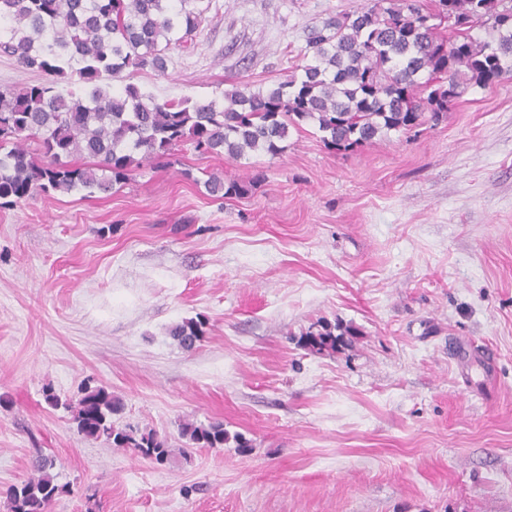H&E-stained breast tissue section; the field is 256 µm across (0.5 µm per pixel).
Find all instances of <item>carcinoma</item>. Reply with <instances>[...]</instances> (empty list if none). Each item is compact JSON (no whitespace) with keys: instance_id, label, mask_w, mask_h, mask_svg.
Segmentation results:
<instances>
[{"instance_id":"obj_1","label":"carcinoma","mask_w":512,"mask_h":512,"mask_svg":"<svg viewBox=\"0 0 512 512\" xmlns=\"http://www.w3.org/2000/svg\"><path fill=\"white\" fill-rule=\"evenodd\" d=\"M204 0H0V54L50 80L0 91V207L14 206L39 189L70 194L112 191L133 168L168 158L189 144L201 156L271 157L286 148L289 131L312 123L324 144L352 151L409 133L438 119L473 87L512 77V0H366L363 7L326 19L306 36L310 63L268 91L247 84L223 101L189 98L158 102L128 83L113 94L102 85L127 69L166 67L165 50L199 29ZM448 14L468 29L444 22ZM78 76L84 93L62 94L58 80ZM265 180L212 176L209 195L239 198ZM336 327L307 333L312 353L336 349ZM169 335L185 349L203 336V322L187 320ZM52 408L71 413L77 432L133 448L159 464L172 449L154 433L115 426L119 399L102 386H85L76 404L45 393ZM182 437L194 448H222L224 422L186 423ZM32 475L7 490L9 512H46L62 491L42 454Z\"/></svg>"}]
</instances>
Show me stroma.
Returning <instances> with one entry per match:
<instances>
[{"instance_id":"35a3bbf8","label":"stroma","mask_w":512,"mask_h":512,"mask_svg":"<svg viewBox=\"0 0 512 512\" xmlns=\"http://www.w3.org/2000/svg\"><path fill=\"white\" fill-rule=\"evenodd\" d=\"M364 2L211 0L165 72L110 86L268 89L311 27ZM257 170L241 199L197 182ZM191 318L206 333L186 350L169 331ZM320 320L360 334L309 354ZM89 380L117 427L167 439L166 463L44 401ZM217 420L248 450L186 449L181 423ZM39 450L64 487L48 512H512V80L352 152L305 130L274 158L184 146L116 192L0 208V512Z\"/></svg>"}]
</instances>
